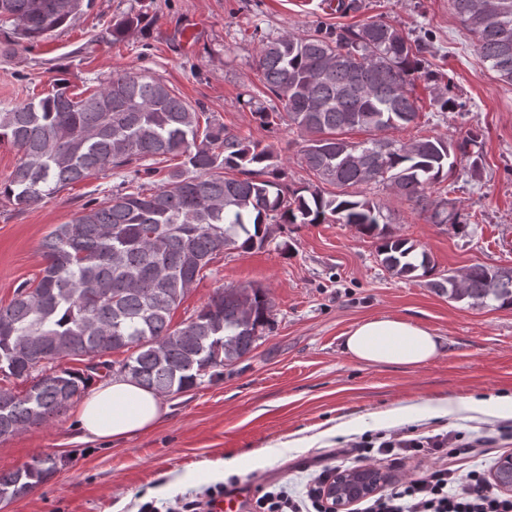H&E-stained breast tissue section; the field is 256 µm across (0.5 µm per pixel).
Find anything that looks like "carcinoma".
I'll return each instance as SVG.
<instances>
[{
  "instance_id": "cac0c4a2",
  "label": "carcinoma",
  "mask_w": 512,
  "mask_h": 512,
  "mask_svg": "<svg viewBox=\"0 0 512 512\" xmlns=\"http://www.w3.org/2000/svg\"><path fill=\"white\" fill-rule=\"evenodd\" d=\"M451 3L476 40L480 61L512 85V0ZM82 7L83 0H0V28L11 25L12 44H32ZM141 23L140 16H127L112 25V37ZM425 49L424 41L381 19L262 43L257 69L282 110L259 118L273 115L298 131L302 163L317 180L289 193L270 146L200 120L164 82L138 73L116 74L85 98L57 82L51 92L0 112V143L22 153L0 183V199L18 209L110 167L182 158L167 183L151 192L91 201L74 220L57 225L42 244L41 277L22 283L0 307V372L32 379L23 396L0 391V438L63 414L94 378L112 375L116 366L119 375L160 395L183 393L207 373L224 376L271 325L266 291L218 288L177 327L171 313L216 255L264 248L275 224H348L377 239V256L389 273L432 275L430 254L380 223L376 202L321 188L381 184L433 223L465 228L448 200L431 198L427 188L447 179L460 161L479 172V158L469 151L474 138L403 142L388 136L419 117L411 95L416 74L436 85L442 111L460 107L452 85H439L422 67ZM355 128L370 138H342ZM429 285L471 307L490 301L512 307V268L475 264ZM119 350L129 356L108 359ZM63 358L83 368L52 366ZM61 465L47 454L0 474V502L34 492Z\"/></svg>"
}]
</instances>
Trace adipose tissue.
Instances as JSON below:
<instances>
[{
	"label": "adipose tissue",
	"instance_id": "adipose-tissue-1",
	"mask_svg": "<svg viewBox=\"0 0 512 512\" xmlns=\"http://www.w3.org/2000/svg\"><path fill=\"white\" fill-rule=\"evenodd\" d=\"M346 353L364 365L419 367L436 358L441 343L428 328L394 315L369 318L345 335ZM164 409L159 394L125 377L97 385L76 408L84 441L124 439L154 428Z\"/></svg>",
	"mask_w": 512,
	"mask_h": 512
}]
</instances>
